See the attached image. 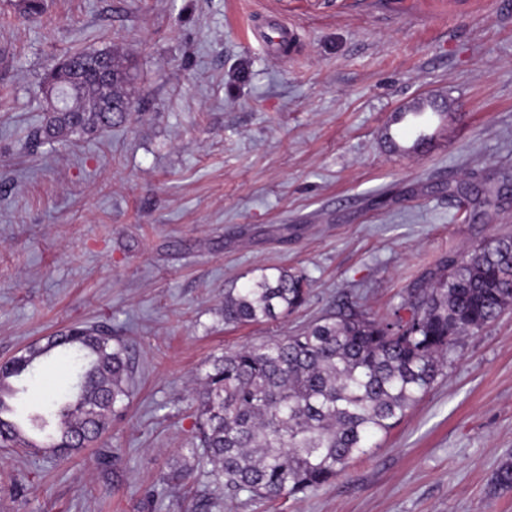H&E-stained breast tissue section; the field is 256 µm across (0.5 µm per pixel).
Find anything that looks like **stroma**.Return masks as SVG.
<instances>
[{"label":"stroma","instance_id":"1","mask_svg":"<svg viewBox=\"0 0 512 512\" xmlns=\"http://www.w3.org/2000/svg\"><path fill=\"white\" fill-rule=\"evenodd\" d=\"M0 0V361L75 324L133 362L112 429L66 460L0 444V512H194L204 479L155 500L195 436L198 379L224 351L296 332L339 306L375 314L446 256L512 232V0ZM276 21L287 54L253 36ZM130 56L136 110L111 129L37 138L50 57ZM442 98L419 150L395 112ZM500 180L481 217L447 183ZM259 267L304 272L287 318L224 324ZM76 381L44 366L24 400ZM512 455V311L464 338L379 448L323 488L224 512H512L492 493Z\"/></svg>","mask_w":512,"mask_h":512}]
</instances>
